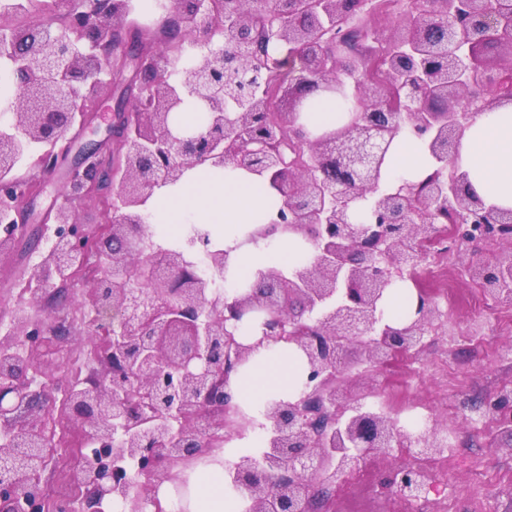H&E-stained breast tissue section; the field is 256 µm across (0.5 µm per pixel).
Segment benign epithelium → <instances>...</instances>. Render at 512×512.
<instances>
[{"label": "benign epithelium", "instance_id": "1", "mask_svg": "<svg viewBox=\"0 0 512 512\" xmlns=\"http://www.w3.org/2000/svg\"><path fill=\"white\" fill-rule=\"evenodd\" d=\"M303 27L291 19L299 0L273 13L268 0H238L235 31L215 23L223 0H173L160 16L162 29L182 38L194 63L176 81L153 80L148 72L162 55L149 42L136 50L138 66L123 60L136 37L133 0H54L67 18L63 26L37 28L39 53L16 50L27 31L8 29L0 53L10 65L19 105L0 130V254L15 243L29 220V201L43 190L36 180L14 178L19 146H39V169L49 174L68 164L61 201L46 220L56 224L27 282L31 300L61 296L84 271L93 250L103 255L101 276L88 289L91 336L109 335L111 351L98 362L101 373L47 386L35 361L46 333L27 307L15 312L0 338V512H164L157 490L174 482L171 467L185 465L223 436L224 391L229 373L250 347L235 339L238 324L259 314L263 338H284L307 362V391L265 411L269 444L260 456L244 455L228 471L230 482L250 496L248 512H313L324 486L343 482L359 463L389 455L409 443L425 458L442 451L433 426L405 434L387 413L352 404L339 395L335 379L346 372L344 352L359 346L372 363H384L421 343L444 316L424 291L415 318L402 327L382 322L378 305L396 280H411L423 260L421 248L441 232V207L460 224H479L495 240L512 243V211L486 206L466 188L454 165L460 139L474 118L512 101V0H436L443 11L444 38L425 39L431 23L412 8L385 42L386 85L372 84L338 130L313 140L297 139L307 161L287 160L269 140L250 137L253 112L228 110L229 95L215 74L233 70L243 53L262 64L264 42L295 49L288 69L294 100L278 110L275 130L294 134L305 95L320 85L337 91L353 70L354 55L336 49V29L364 12L368 0H309ZM495 49L498 57L486 55ZM40 79H31L32 72ZM200 100L207 122L175 131L174 112L183 104L175 86ZM120 91L112 121L100 140L82 143L69 157L73 129L84 131L89 113L71 98L90 91ZM408 128L428 139L433 157L448 167L428 192L404 182L385 190L380 171L393 136ZM210 163L270 174L287 206L282 230L301 233L313 245L312 263L289 274L269 269V288L227 300L210 293L193 272L187 248L163 249L151 242L142 207L156 187L180 179L188 165ZM333 166L339 180L323 178ZM110 199L112 212L97 224L79 222L72 202ZM371 201L368 219L357 222L354 206ZM205 247L214 274L224 276L227 253ZM147 274L131 279L132 260ZM494 303L512 307V252L492 264L468 268ZM76 424L100 448L76 450L63 469L76 495L56 502L43 490L42 475L58 446L55 425ZM399 469L392 493L416 500L419 479Z\"/></svg>", "mask_w": 512, "mask_h": 512}]
</instances>
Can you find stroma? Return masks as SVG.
Here are the masks:
<instances>
[{
  "instance_id": "35a3bbf8",
  "label": "stroma",
  "mask_w": 512,
  "mask_h": 512,
  "mask_svg": "<svg viewBox=\"0 0 512 512\" xmlns=\"http://www.w3.org/2000/svg\"><path fill=\"white\" fill-rule=\"evenodd\" d=\"M65 176V169L60 168L45 177L44 192L29 206L24 239L0 254V320L27 301L21 290L33 274L37 257L25 242L43 232ZM511 251L512 244L496 241L451 250L448 274L459 298L442 302L445 325L425 336L420 350L391 360L373 375L354 381L346 391L347 397H363L365 406H377L402 376L416 377L419 385L396 418L409 429L439 425L447 436V448L434 458L447 474L444 496L431 492L425 499L405 501L383 491L395 470L411 464V453L401 447L389 456L361 462L358 481L334 488L326 501L327 512H512V426L493 422L486 409L489 400L512 389V308L488 299L482 305H471L474 283L467 274L473 263H490ZM69 355L79 358L83 372L97 369L85 326H73L59 346L44 348L40 362L60 377ZM444 357L451 359L461 383L447 385L436 375L435 365Z\"/></svg>"
}]
</instances>
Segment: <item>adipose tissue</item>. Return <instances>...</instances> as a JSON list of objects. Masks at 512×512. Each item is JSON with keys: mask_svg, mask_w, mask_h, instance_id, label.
<instances>
[{"mask_svg": "<svg viewBox=\"0 0 512 512\" xmlns=\"http://www.w3.org/2000/svg\"><path fill=\"white\" fill-rule=\"evenodd\" d=\"M311 108L302 112L300 122L309 137H317L340 122L335 93L324 90L312 94ZM395 158L386 185L423 178L434 160L422 138L410 130L395 137ZM472 191L487 204L512 210V104L478 115L466 130L458 157ZM283 196L267 176L232 168H212L210 164L187 168L176 183L153 190L146 201L149 213L164 214L167 223L180 224L185 216L210 230L222 229L224 246L230 249L229 267L224 277L236 283L243 271L275 268L290 272L310 262L313 252L308 242L295 233L275 232L255 243H243L241 233L252 228L255 219L277 221ZM259 323H248L237 338L251 348L247 360L231 373L226 387L234 403L253 417H260L266 401L297 399L305 389L307 367L302 353L292 344L264 343ZM223 463L210 466V479L191 477L182 499L184 512H246L249 496L224 480Z\"/></svg>", "mask_w": 512, "mask_h": 512, "instance_id": "obj_1", "label": "adipose tissue"}]
</instances>
